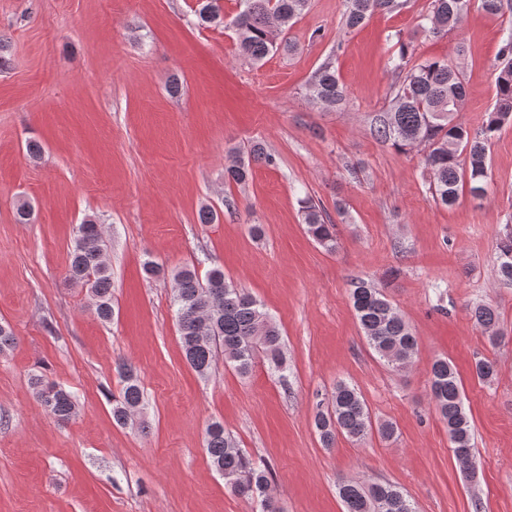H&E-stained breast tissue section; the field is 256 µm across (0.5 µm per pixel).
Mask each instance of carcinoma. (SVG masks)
Here are the masks:
<instances>
[{
	"mask_svg": "<svg viewBox=\"0 0 512 512\" xmlns=\"http://www.w3.org/2000/svg\"><path fill=\"white\" fill-rule=\"evenodd\" d=\"M309 0H241L243 9L231 22L240 52L260 62L270 52L282 47L285 27L307 8ZM343 23L359 27L376 13H392L403 6L401 0H343ZM471 0H431V10L422 16L423 30L446 36L460 27ZM198 16L204 24H222L220 0H203ZM398 52L392 57L393 70L403 75L393 102L375 127L378 138L401 149L422 147L426 150L425 168L433 196L444 205L454 204L459 190L471 194L486 192L488 186L487 150L498 132L512 125V27L505 30L498 52L495 104L485 114L474 133L457 120L466 98L464 76L459 66L446 59L412 61L409 43L397 38ZM312 99L328 106L340 104L346 96L332 63L323 64L309 84ZM250 168L235 159L225 168L228 182L248 181ZM301 214L308 234L326 251L337 248L336 225L312 199L301 200ZM499 276L512 283V231L506 232L499 245ZM69 278L88 288L96 316L109 321L112 305V271L107 260V246L101 226L92 220L78 225L73 241ZM173 306L182 350L186 361L206 378L219 358L238 374L251 373L256 360L264 359L275 370L284 366L281 334L264 305L250 292L224 277L219 268L200 277L189 267L173 274ZM350 300L360 328L374 352L387 364L404 368L418 350V337L396 312L383 291L373 282H351ZM475 323L485 329L498 324L495 310L485 304L471 310ZM478 379L487 381L497 374V363L483 358L475 362ZM123 381L119 395L112 399V418L126 426L144 406L145 397L137 368L130 362L117 361ZM35 397L44 410L59 423H67L79 411L76 396L64 386L41 376L32 378ZM431 400L448 427L453 452L477 460L473 429L464 406L457 373L445 358L435 359L430 368ZM315 429L326 448L338 435L364 440L372 431L383 439L395 434L393 424L372 423L367 405L352 386L339 382L334 387L327 408L317 412ZM205 447L211 467L224 477L225 484L240 497L259 502L262 512H279L271 492L270 471L254 461L220 421L208 424ZM338 495L346 512H416L410 498L392 484H366L353 479L337 483Z\"/></svg>",
	"mask_w": 512,
	"mask_h": 512,
	"instance_id": "carcinoma-1",
	"label": "carcinoma"
}]
</instances>
